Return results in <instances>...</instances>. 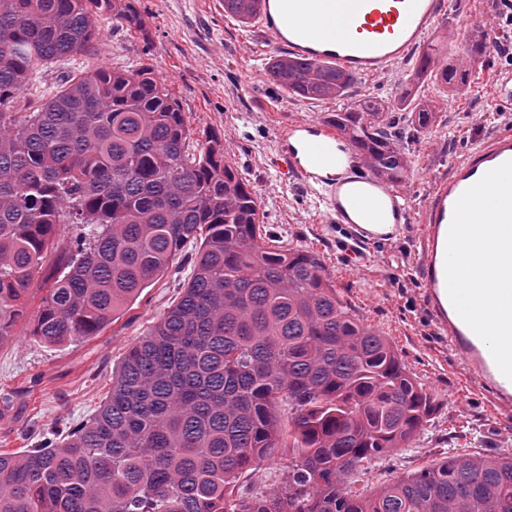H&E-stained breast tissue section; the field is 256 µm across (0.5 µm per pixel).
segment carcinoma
I'll return each mask as SVG.
<instances>
[{"label":"carcinoma","mask_w":512,"mask_h":512,"mask_svg":"<svg viewBox=\"0 0 512 512\" xmlns=\"http://www.w3.org/2000/svg\"><path fill=\"white\" fill-rule=\"evenodd\" d=\"M138 2L0 0V344L20 328L51 345L98 335L200 240L180 298L130 346L94 415L0 453V512H512L507 456L448 455L375 494L347 489L425 429L436 398L316 254L275 246L224 136L206 131L191 151L154 65L100 64L16 111L35 72L96 54L105 25L149 41ZM260 2L224 0V12L247 22ZM266 78L309 100H341L354 81L286 52ZM331 124L368 169L402 181L407 156L376 98ZM276 456L288 458L279 484L241 494Z\"/></svg>","instance_id":"obj_1"}]
</instances>
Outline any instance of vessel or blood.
Here are the masks:
<instances>
[{
  "instance_id": "1",
  "label": "vessel or blood",
  "mask_w": 512,
  "mask_h": 512,
  "mask_svg": "<svg viewBox=\"0 0 512 512\" xmlns=\"http://www.w3.org/2000/svg\"><path fill=\"white\" fill-rule=\"evenodd\" d=\"M444 0H262L258 26L277 48L308 61H326L354 77H376L405 59L445 22ZM493 102L512 106V71L494 79ZM281 173L319 191L329 223L342 224L361 243L388 241L403 226L423 224L424 298L448 347L503 411L512 409V380L487 345L454 308L447 290L445 256L459 197L488 171L512 160V128L475 142L455 158L419 207L389 181L360 169L359 158L335 126L292 120L275 133Z\"/></svg>"
}]
</instances>
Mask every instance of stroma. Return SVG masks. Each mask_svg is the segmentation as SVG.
I'll return each mask as SVG.
<instances>
[{"label": "stroma", "mask_w": 512, "mask_h": 512, "mask_svg": "<svg viewBox=\"0 0 512 512\" xmlns=\"http://www.w3.org/2000/svg\"><path fill=\"white\" fill-rule=\"evenodd\" d=\"M139 7L148 15V37L121 27L105 30L97 55L53 61L38 71L19 105L33 104L66 74L97 64L132 70L148 58L178 96L193 139L207 130L223 134L226 161L258 195L261 223L282 244L314 252L345 300L392 340L436 397L438 409L425 431L395 459L375 461L349 476L351 491L377 492L451 452L512 456V414L497 410L473 384L424 302L422 225H405L397 238L362 246V262L350 264L347 230L326 223L316 195L299 180H282L274 142V129L283 121L323 120L342 105L377 97L404 134L409 169L401 187L413 204H421L453 159L512 122V110L495 106L490 92L497 71L512 67V30L498 29L497 50L476 64L466 42L475 20L496 16L498 0H449L446 23L424 43L439 63L469 68L465 91L448 92L429 78L412 83L411 55L384 75L355 79L341 102L292 97L268 83L265 63L272 51L266 39L256 21L225 15L224 0H140ZM409 83L415 106L435 114L428 128L417 127L400 100ZM189 273L187 264H174L99 335L65 345L18 336L0 345V451L34 448L55 432L85 423L106 398L129 346L178 299Z\"/></svg>", "instance_id": "stroma-1"}]
</instances>
